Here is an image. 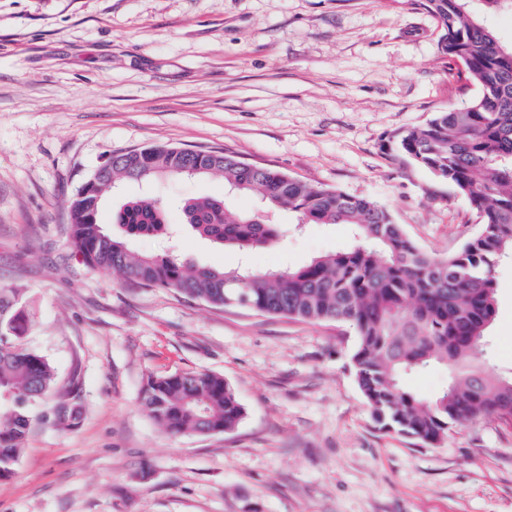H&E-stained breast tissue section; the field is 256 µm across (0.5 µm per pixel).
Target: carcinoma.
Masks as SVG:
<instances>
[{
    "instance_id": "1",
    "label": "carcinoma",
    "mask_w": 512,
    "mask_h": 512,
    "mask_svg": "<svg viewBox=\"0 0 512 512\" xmlns=\"http://www.w3.org/2000/svg\"><path fill=\"white\" fill-rule=\"evenodd\" d=\"M420 6L433 16L445 52L462 63L479 93L466 107L439 112L424 126L396 135L394 144L476 210L479 233L461 249L444 256L423 252L370 198L275 168L248 169L224 152L178 147L112 154V184L201 167L208 176H223L237 193H258L261 206L238 214L224 197L189 199L182 205L181 229L248 252L279 242L281 227L268 214L286 209L298 224L352 226L354 244L297 269L225 270L173 254L135 252V241L171 234L165 208L152 198L121 203L110 231L101 224V210H90L79 193L68 200L67 211L70 245L94 269L211 305L351 326L357 337L352 369L374 422L436 446L455 424L486 418L512 424V377L473 364L495 313V267L512 256V45L500 43L470 0H420ZM26 323L22 292L0 287V481L15 475L36 422L72 430L78 419L65 403L46 405L56 389L54 370L25 345ZM435 363L450 371L438 393L423 398L405 389L406 376ZM141 404L174 435L229 433L245 416L224 378L207 370L149 376Z\"/></svg>"
}]
</instances>
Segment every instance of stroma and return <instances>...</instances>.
<instances>
[{"mask_svg": "<svg viewBox=\"0 0 512 512\" xmlns=\"http://www.w3.org/2000/svg\"><path fill=\"white\" fill-rule=\"evenodd\" d=\"M418 0H0V286L29 300L27 341L80 407L39 422L0 512H512V425L464 423L430 447L374 423L350 367L354 331L212 306L89 269L66 200L106 156L149 145L222 151L369 197L424 251L479 230L468 199L395 151L397 132L469 104ZM224 181L124 183L182 221ZM353 243L346 224L242 254L191 235L145 253L233 269L299 267ZM476 365L512 374V258ZM223 376L230 433L173 435L140 402L149 375Z\"/></svg>", "mask_w": 512, "mask_h": 512, "instance_id": "35a3bbf8", "label": "stroma"}]
</instances>
